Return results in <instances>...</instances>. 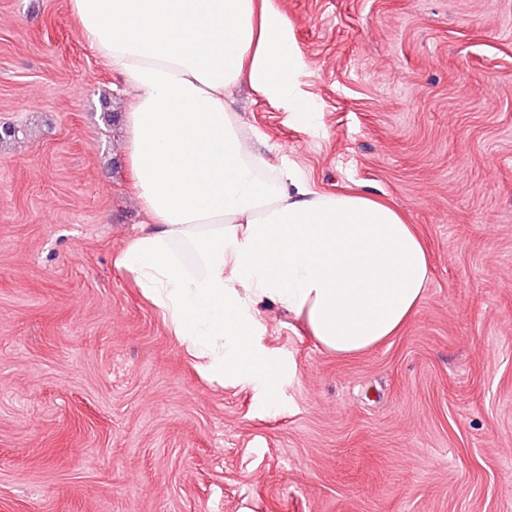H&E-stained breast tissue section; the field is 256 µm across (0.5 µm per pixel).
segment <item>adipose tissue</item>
Wrapping results in <instances>:
<instances>
[{
  "label": "adipose tissue",
  "mask_w": 512,
  "mask_h": 512,
  "mask_svg": "<svg viewBox=\"0 0 512 512\" xmlns=\"http://www.w3.org/2000/svg\"><path fill=\"white\" fill-rule=\"evenodd\" d=\"M81 33L134 92L127 156L149 218L117 253L189 356L218 377L276 388L259 351L270 302L339 355L410 321L429 254L392 206L316 190L252 150L227 99L239 83L308 111L306 64L271 0H71Z\"/></svg>",
  "instance_id": "ef3b65f1"
}]
</instances>
